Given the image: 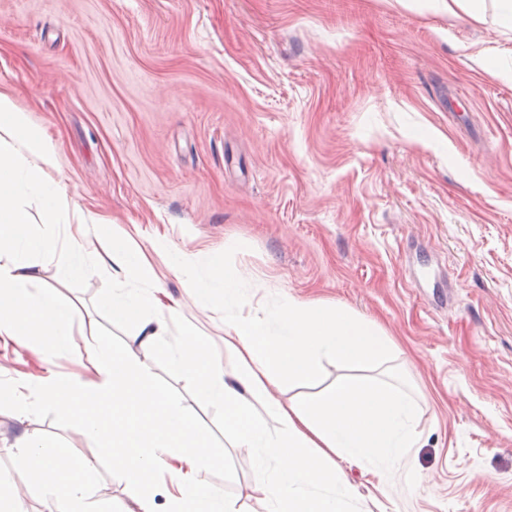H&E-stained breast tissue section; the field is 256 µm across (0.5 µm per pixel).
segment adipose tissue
I'll return each instance as SVG.
<instances>
[{
    "instance_id": "adipose-tissue-1",
    "label": "adipose tissue",
    "mask_w": 512,
    "mask_h": 512,
    "mask_svg": "<svg viewBox=\"0 0 512 512\" xmlns=\"http://www.w3.org/2000/svg\"><path fill=\"white\" fill-rule=\"evenodd\" d=\"M58 150L31 124L9 94L0 92V339L40 360L65 351L80 360L86 378L55 373L13 379L8 390L18 416L48 406L73 419L82 436L111 458L129 502L123 512H156L153 478L166 472V512H238L205 479L219 465L189 416L159 388L148 364L130 349L100 338L95 325L75 331L77 306L42 285L44 261L58 260L61 276L95 266L112 270L101 301L113 319L136 324L134 340L151 348L182 317L136 239L139 229L90 238L91 214L71 211L58 169ZM37 201L54 231L33 235L25 201ZM207 250L182 251L173 266L186 293L210 307L224 295V350L231 366L213 359L208 339L187 324L172 366L196 383L197 396L224 410V428L238 448L256 452L262 497L258 512H346L349 484L338 462L353 459L381 472L399 469L416 447L420 406L396 381L373 377L336 381L325 398L277 396L283 384L309 386L323 360L355 366L383 361L392 346L371 320L341 305L284 295L269 308L248 304V281L210 269ZM82 341H75V334ZM16 465L35 472L46 512H95L89 490L96 467L45 437L22 433L12 444Z\"/></svg>"
}]
</instances>
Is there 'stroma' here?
<instances>
[{"label":"stroma","instance_id":"stroma-1","mask_svg":"<svg viewBox=\"0 0 512 512\" xmlns=\"http://www.w3.org/2000/svg\"><path fill=\"white\" fill-rule=\"evenodd\" d=\"M470 23L448 0H0V91L60 145L73 208L138 245L169 301L209 334L153 249L209 250L254 278L251 306L284 293L375 320L420 394L421 439L387 480L342 463L350 512H512V28L495 0ZM439 291L415 285L417 271ZM42 278L104 339L131 346L223 467L209 481L241 512L262 492L164 346L99 311L108 268ZM96 461L91 498L121 512L125 485L97 442L45 409L0 397V486L43 512L8 451L19 430Z\"/></svg>","mask_w":512,"mask_h":512}]
</instances>
